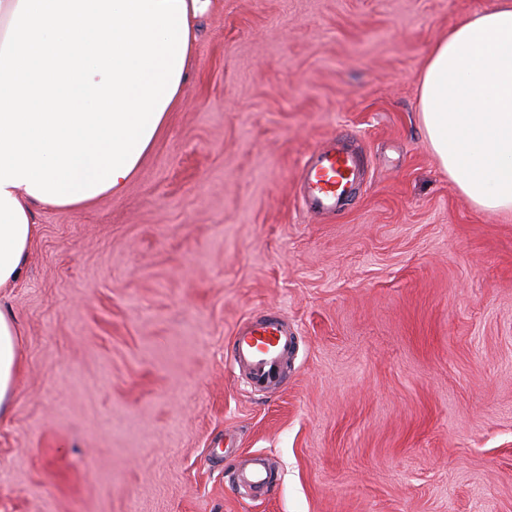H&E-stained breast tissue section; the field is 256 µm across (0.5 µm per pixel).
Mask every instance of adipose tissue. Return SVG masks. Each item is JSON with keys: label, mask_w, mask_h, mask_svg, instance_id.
<instances>
[{"label": "adipose tissue", "mask_w": 512, "mask_h": 512, "mask_svg": "<svg viewBox=\"0 0 512 512\" xmlns=\"http://www.w3.org/2000/svg\"><path fill=\"white\" fill-rule=\"evenodd\" d=\"M213 0H0V292L16 288L36 209L121 193L176 110ZM418 120L460 193L512 214V0L466 15L430 49ZM0 307V420L22 365Z\"/></svg>", "instance_id": "ef3b65f1"}]
</instances>
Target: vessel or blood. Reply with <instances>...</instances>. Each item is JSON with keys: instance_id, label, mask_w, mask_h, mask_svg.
<instances>
[{"instance_id": "1", "label": "vessel or blood", "mask_w": 512, "mask_h": 512, "mask_svg": "<svg viewBox=\"0 0 512 512\" xmlns=\"http://www.w3.org/2000/svg\"><path fill=\"white\" fill-rule=\"evenodd\" d=\"M360 169L359 155L340 140L316 149L305 164L307 209L319 214L344 211L356 196ZM227 349L234 365L246 371L248 385L258 391L281 383L293 343L287 323L271 311L237 326Z\"/></svg>"}]
</instances>
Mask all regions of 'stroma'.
I'll return each instance as SVG.
<instances>
[{
    "label": "stroma",
    "instance_id": "1",
    "mask_svg": "<svg viewBox=\"0 0 512 512\" xmlns=\"http://www.w3.org/2000/svg\"><path fill=\"white\" fill-rule=\"evenodd\" d=\"M493 0H217L124 191L40 210L0 422V512H512V215L473 207L417 120L449 26ZM365 161L318 216L326 139ZM278 311L285 384L226 356ZM263 455L270 490L238 496ZM361 160L338 138L316 149L305 164L303 198L319 214L342 212L355 198Z\"/></svg>",
    "mask_w": 512,
    "mask_h": 512
}]
</instances>
